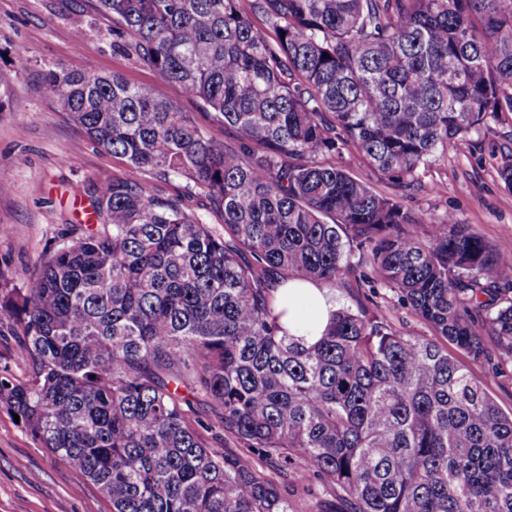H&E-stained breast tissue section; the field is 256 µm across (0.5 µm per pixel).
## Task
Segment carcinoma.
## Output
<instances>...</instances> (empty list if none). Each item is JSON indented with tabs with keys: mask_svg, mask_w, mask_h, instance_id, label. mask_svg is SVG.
Returning <instances> with one entry per match:
<instances>
[{
	"mask_svg": "<svg viewBox=\"0 0 512 512\" xmlns=\"http://www.w3.org/2000/svg\"><path fill=\"white\" fill-rule=\"evenodd\" d=\"M96 2L159 81L56 64L47 91L96 146L203 192L222 224L142 181L91 184L97 228L68 225L21 286L0 278L32 365L0 379V406L112 512H297L289 490L315 479L338 507L310 512H512V413L448 348L345 307L306 346L274 295L336 285L357 249L367 282L469 358L512 355V261L343 162L405 195L437 155L480 150L512 117V0ZM497 173L512 191V152ZM168 94L184 112L193 113L201 123L206 125L218 141L224 142V139L231 140L232 133L230 131L224 132L223 125L212 123L204 113L207 111L197 101L184 98L181 95L180 89L173 86L168 87Z\"/></svg>",
	"mask_w": 512,
	"mask_h": 512,
	"instance_id": "cac0c4a2",
	"label": "carcinoma"
}]
</instances>
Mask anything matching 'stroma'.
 <instances>
[{
    "label": "stroma",
    "mask_w": 512,
    "mask_h": 512,
    "mask_svg": "<svg viewBox=\"0 0 512 512\" xmlns=\"http://www.w3.org/2000/svg\"><path fill=\"white\" fill-rule=\"evenodd\" d=\"M19 52L30 60L22 71L13 66ZM57 63L90 76L116 71L135 85L157 80L116 45L112 21L97 11L96 0H0V225L11 229L0 236V272L18 281L65 225L88 224L90 183L132 174L123 159L95 147L45 92L44 70ZM505 147L512 148L507 125L487 136L482 154L439 158L406 206L431 222L454 214L512 259V192L502 187L490 157ZM435 183L436 193L430 190ZM367 272L358 265L354 276L337 284V305L364 306L404 334L429 335L393 289L364 283ZM469 368L502 410H512L511 358ZM0 512H112V506L0 407Z\"/></svg>",
    "instance_id": "1"
}]
</instances>
